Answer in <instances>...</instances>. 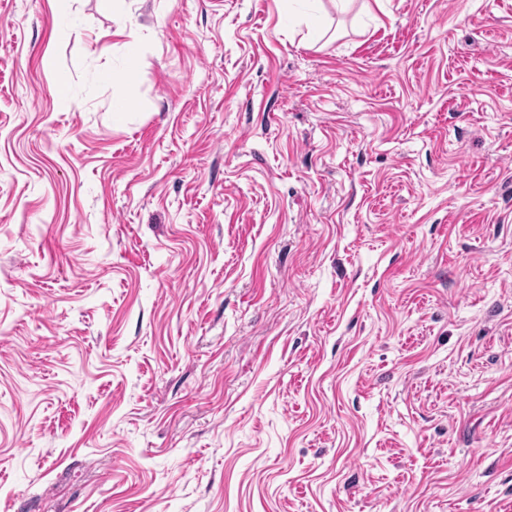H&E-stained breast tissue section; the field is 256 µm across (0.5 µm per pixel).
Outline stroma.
<instances>
[{
    "mask_svg": "<svg viewBox=\"0 0 512 512\" xmlns=\"http://www.w3.org/2000/svg\"><path fill=\"white\" fill-rule=\"evenodd\" d=\"M0 512H512V0H0Z\"/></svg>",
    "mask_w": 512,
    "mask_h": 512,
    "instance_id": "stroma-1",
    "label": "stroma"
}]
</instances>
